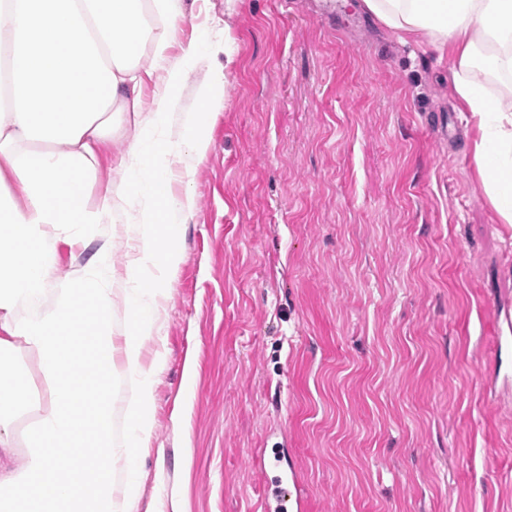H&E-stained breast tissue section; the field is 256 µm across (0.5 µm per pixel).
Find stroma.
<instances>
[{"instance_id": "stroma-1", "label": "stroma", "mask_w": 512, "mask_h": 512, "mask_svg": "<svg viewBox=\"0 0 512 512\" xmlns=\"http://www.w3.org/2000/svg\"><path fill=\"white\" fill-rule=\"evenodd\" d=\"M187 0L183 41L227 37L226 102L191 169L153 374L138 512H262V448H287L307 512H512V226L481 185L452 55L335 0ZM102 152L88 205L119 191ZM129 211L60 239L59 277ZM195 365L192 390L183 367Z\"/></svg>"}]
</instances>
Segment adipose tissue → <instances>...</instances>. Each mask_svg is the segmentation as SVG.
Listing matches in <instances>:
<instances>
[{"label": "adipose tissue", "mask_w": 512, "mask_h": 512, "mask_svg": "<svg viewBox=\"0 0 512 512\" xmlns=\"http://www.w3.org/2000/svg\"><path fill=\"white\" fill-rule=\"evenodd\" d=\"M364 5L389 29L454 56L456 92L477 122L478 175L501 222L512 224V102L492 100L466 77L481 44L496 48L497 70L512 73V0ZM185 18V0H0V54L13 61L0 90V512L135 510L136 451L153 436L142 351L159 328L182 224L194 210L191 193L172 195L170 175L184 158L206 155L224 106L217 65L196 87L195 110H177L175 91L206 49L192 40L170 56ZM157 73L156 108L147 112L142 91ZM125 120L136 131L121 161L136 222L128 286L115 293L109 243L92 266L63 278L54 250L57 234L79 242L98 223L86 205L94 164ZM26 352L38 358L46 400L35 396ZM30 410L37 421L20 454L13 422Z\"/></svg>", "instance_id": "ef3b65f1"}]
</instances>
